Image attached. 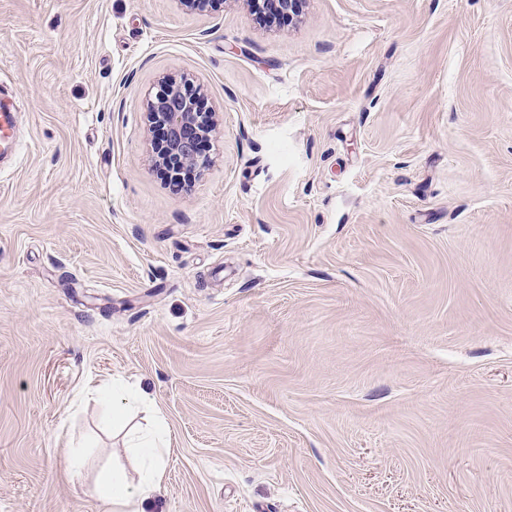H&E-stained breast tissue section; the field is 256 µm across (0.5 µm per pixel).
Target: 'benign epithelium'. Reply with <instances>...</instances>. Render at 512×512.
Segmentation results:
<instances>
[{
  "instance_id": "benign-epithelium-1",
  "label": "benign epithelium",
  "mask_w": 512,
  "mask_h": 512,
  "mask_svg": "<svg viewBox=\"0 0 512 512\" xmlns=\"http://www.w3.org/2000/svg\"><path fill=\"white\" fill-rule=\"evenodd\" d=\"M199 96L200 92L188 82L166 83L147 102L150 124L164 132L157 141L155 162L164 165L167 178L175 186L184 173L200 172L207 165L199 142L214 130V118L212 113L201 111Z\"/></svg>"
}]
</instances>
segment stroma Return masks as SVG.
<instances>
[{
	"mask_svg": "<svg viewBox=\"0 0 512 512\" xmlns=\"http://www.w3.org/2000/svg\"><path fill=\"white\" fill-rule=\"evenodd\" d=\"M0 86V512H99L115 377L152 512H512V0H0ZM200 92L189 82L166 83L147 102L151 125L162 128L164 135L157 140L155 165H164L167 178L178 186L186 172H201L207 165L199 142L214 130L210 112H201ZM15 116L12 109L5 103L0 104V157L8 151H14L16 143L13 139ZM127 448L139 470V478L129 480L125 474H112L111 480L97 483L95 494L102 512H146L144 505L164 490L166 450L170 446V429L158 416L150 429L126 432Z\"/></svg>",
	"mask_w": 512,
	"mask_h": 512,
	"instance_id": "stroma-1",
	"label": "stroma"
}]
</instances>
